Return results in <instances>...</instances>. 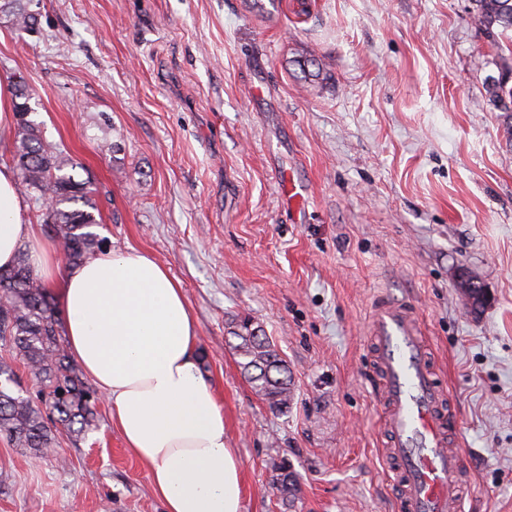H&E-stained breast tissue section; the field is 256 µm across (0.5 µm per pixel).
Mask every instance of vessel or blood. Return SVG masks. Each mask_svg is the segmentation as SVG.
<instances>
[{"mask_svg": "<svg viewBox=\"0 0 512 512\" xmlns=\"http://www.w3.org/2000/svg\"><path fill=\"white\" fill-rule=\"evenodd\" d=\"M371 336L377 396L386 406L383 455L399 491L400 512H460L465 462L448 445L445 397L414 311L402 303H378Z\"/></svg>", "mask_w": 512, "mask_h": 512, "instance_id": "b4317fda", "label": "vessel or blood"}]
</instances>
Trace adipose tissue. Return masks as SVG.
Returning <instances> with one entry per match:
<instances>
[{
    "label": "adipose tissue",
    "instance_id": "obj_1",
    "mask_svg": "<svg viewBox=\"0 0 512 512\" xmlns=\"http://www.w3.org/2000/svg\"><path fill=\"white\" fill-rule=\"evenodd\" d=\"M26 211L14 171L0 167V270L27 253L55 300L71 358L108 399L165 512H242L239 460L199 371L197 324L179 283L133 248L61 268Z\"/></svg>",
    "mask_w": 512,
    "mask_h": 512
}]
</instances>
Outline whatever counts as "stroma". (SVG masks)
Listing matches in <instances>:
<instances>
[{
  "instance_id": "1",
  "label": "stroma",
  "mask_w": 512,
  "mask_h": 512,
  "mask_svg": "<svg viewBox=\"0 0 512 512\" xmlns=\"http://www.w3.org/2000/svg\"><path fill=\"white\" fill-rule=\"evenodd\" d=\"M262 3L30 0L37 32L0 19V78L26 82L45 139L91 179L109 249L179 281L243 512H398L368 334L387 299L416 309L447 393L462 512H512V146L485 88L512 52L471 0ZM307 61L325 79L304 82ZM465 273L488 292L480 313ZM238 315L285 360L288 409L241 373ZM283 464L292 503L272 488ZM0 512L164 508L102 397L92 431L44 454L0 433Z\"/></svg>"
}]
</instances>
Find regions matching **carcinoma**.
<instances>
[{
  "label": "carcinoma",
  "instance_id": "cac0c4a2",
  "mask_svg": "<svg viewBox=\"0 0 512 512\" xmlns=\"http://www.w3.org/2000/svg\"><path fill=\"white\" fill-rule=\"evenodd\" d=\"M472 4L473 21L482 31L490 36L512 32V0H472ZM6 11L18 29L34 25L35 16L27 11L24 0H0V12ZM511 81L509 70L487 79L488 98L494 106L506 100L512 103ZM15 97L20 102L15 106L9 162L40 204L42 223L68 263L75 265L105 249L104 239L92 231L97 225L93 189L90 181L71 174L77 167L72 156L44 139L40 125L31 118L34 109L25 83H17ZM253 330L252 318H236L229 334L237 343L231 348L255 392L271 410L281 412L293 397L288 368L265 332L256 336ZM0 345L21 356L29 375L42 384L37 398L24 395L21 378L7 361H0V432L14 447L37 455L54 447L58 433L78 436L93 426L96 393L71 362L62 320L24 253L12 269L0 271ZM276 490L295 496L294 473H282Z\"/></svg>",
  "mask_w": 512,
  "mask_h": 512
}]
</instances>
